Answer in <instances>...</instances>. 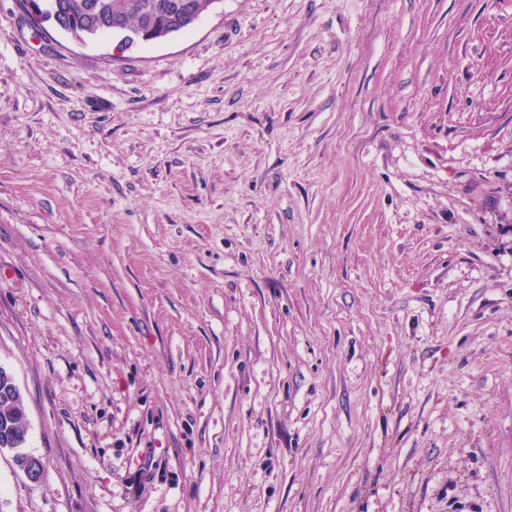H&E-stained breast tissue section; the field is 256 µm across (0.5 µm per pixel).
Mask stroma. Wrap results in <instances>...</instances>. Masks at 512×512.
Returning <instances> with one entry per match:
<instances>
[{
	"label": "stroma",
	"instance_id": "1",
	"mask_svg": "<svg viewBox=\"0 0 512 512\" xmlns=\"http://www.w3.org/2000/svg\"><path fill=\"white\" fill-rule=\"evenodd\" d=\"M0 365V512H512V0H0ZM88 1L67 0L68 6L64 0H41L38 5L40 11L33 4H28L29 0L24 1V6L25 10L28 6L34 22H43L45 18H48L58 30L70 34L71 37L81 43H86V41L71 33L69 17L75 27V34L82 36L85 33L109 27L106 24L109 18L114 14H119L112 17V35L120 36V41L127 43V48L164 38V34L156 36L154 33L150 35L148 31L129 32L124 26L123 17L126 26L131 29L148 30L158 28L163 24L164 13L172 0H96L101 2L100 11H97L98 4ZM68 12H70L69 16ZM193 2L197 5V7L202 10L206 11L209 7L210 0H193ZM170 7V18L176 22L175 26H180L181 24H186L191 20H196V23L199 21V19L202 17L204 12L202 13H196L194 11V8H192L190 2H186V0H183L181 2L171 3L169 5ZM3 380L0 383V432L10 429L18 433L23 442L29 425L23 408V397L19 393L16 396L6 393ZM16 439L10 434H2L0 438V452L8 450L13 452L12 461L13 464L20 470V472L26 477V479L32 483L39 482L42 477L44 469L43 459L31 452L25 450V448H16L14 445ZM17 454H20L18 462L14 461Z\"/></svg>",
	"mask_w": 512,
	"mask_h": 512
}]
</instances>
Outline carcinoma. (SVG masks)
I'll return each mask as SVG.
<instances>
[{"label":"carcinoma","mask_w":512,"mask_h":512,"mask_svg":"<svg viewBox=\"0 0 512 512\" xmlns=\"http://www.w3.org/2000/svg\"><path fill=\"white\" fill-rule=\"evenodd\" d=\"M69 17L75 34L82 36L107 27V21L114 14L124 17L131 29L158 28L163 24L164 13L171 0H99L101 9L91 13L86 8L88 0H67ZM10 429L26 439L28 419L23 408V397L13 396L0 383V432Z\"/></svg>","instance_id":"cac0c4a2"}]
</instances>
